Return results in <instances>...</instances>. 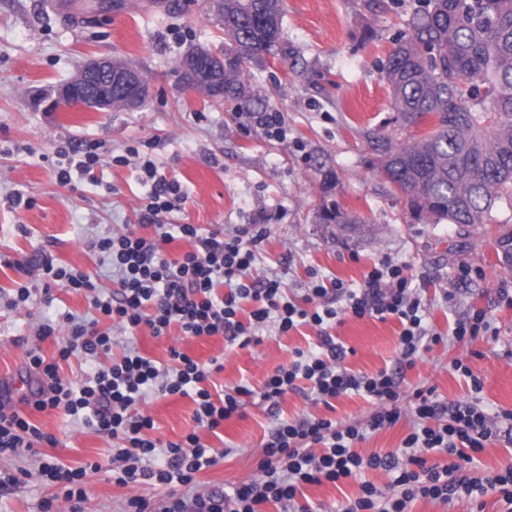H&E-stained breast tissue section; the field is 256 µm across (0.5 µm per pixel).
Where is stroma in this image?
Returning a JSON list of instances; mask_svg holds the SVG:
<instances>
[{
	"instance_id": "stroma-1",
	"label": "stroma",
	"mask_w": 512,
	"mask_h": 512,
	"mask_svg": "<svg viewBox=\"0 0 512 512\" xmlns=\"http://www.w3.org/2000/svg\"><path fill=\"white\" fill-rule=\"evenodd\" d=\"M284 0L283 53L249 65L246 79L266 100L265 107H216L184 90L177 66L193 46L220 47L224 30L209 0H82L81 16L57 15L48 0H0V400L20 406L32 378L27 353L39 348L46 358L57 354V340L39 339L45 320L65 312L92 317L84 295L52 288L27 276V267L49 256L110 281L88 248L100 234L123 231L137 223L149 192L134 166L111 159L131 147L150 157L161 174L178 180L187 196L181 209L164 217L168 224H196L206 231L235 233L259 225L266 238L256 251L254 276H278L285 292L301 300L312 276L340 279L359 288L374 266L388 261L404 266L423 303V318L440 343L422 350L414 365L398 362L402 326L397 319L343 317L331 333L346 350L343 364L360 374L387 369L401 386V419L367 433L356 442L364 456L400 448L414 430L409 407L416 390L450 406L467 403L487 412L493 435L468 474L484 477L512 465V270L500 267L496 237L500 224L512 225V206L501 204L495 223L462 229L448 222L415 217L403 194L373 165L374 153L364 137L375 129L393 139H407L391 105L383 66L391 41L403 29L416 0ZM372 40H364L365 30ZM122 58L147 78L151 94L138 111L100 112L87 107L49 112L44 97L70 81L88 58ZM280 113L285 138L258 123L263 112ZM97 145L103 160L97 182L74 176L57 184L56 151H80ZM336 180L323 183L322 167ZM33 199L15 208L16 194ZM364 216L363 224H320L316 214L326 201ZM32 296L26 306L13 302L18 285ZM484 313L490 328L473 340L455 341L452 328ZM316 327L302 325L287 335L265 330L260 343L247 347L222 336H185L178 328L152 336L136 335L141 354L168 363L170 347L205 362L219 357L223 371L213 374L217 390L248 387L239 414L218 432L196 430L194 404L181 396L150 397L143 406L152 417L153 437L177 441L198 432L207 445L224 450L223 458L196 474L199 491L227 494L256 479L262 448L278 422L305 416L362 426L375 410L357 394L331 405L308 391L288 392L277 413H270L259 393L276 368L291 363L295 351L319 345ZM480 387H473V380ZM24 413L56 438L41 452L77 468L105 463L113 443L83 421L60 410ZM21 473L18 485L0 491V512H41L54 488L35 475L30 457L0 459V469ZM382 470H365L340 484L303 486L312 512H338L358 498L363 483L389 490ZM85 512H124L133 496L162 504L183 486L145 481L128 486L109 472L88 473Z\"/></svg>"
}]
</instances>
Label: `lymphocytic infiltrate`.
Returning <instances> with one entry per match:
<instances>
[{
	"label": "lymphocytic infiltrate",
	"mask_w": 512,
	"mask_h": 512,
	"mask_svg": "<svg viewBox=\"0 0 512 512\" xmlns=\"http://www.w3.org/2000/svg\"><path fill=\"white\" fill-rule=\"evenodd\" d=\"M112 162L135 165L140 181L150 185L139 223L154 226L157 234L148 239L127 229L90 241V250L112 267L114 277L108 287L98 284L89 272L45 259L38 270L45 285L90 294L99 317L84 321L67 312L61 321L42 323L38 336L58 338L57 356L46 359L34 348L27 358L37 382L32 402L35 410L87 412L94 431L119 440L120 446L113 449L107 466L116 484L176 482L190 490L189 495L170 498L159 509L145 498L131 497L125 512H258L259 505L268 502L281 512H308L307 506L297 501L303 485L337 483L368 469L392 474L400 494L390 496L366 483L361 496L342 512H406L408 503L419 496L455 501L468 512H482L480 498L491 491L512 505L511 466L482 479L463 472L464 464L484 449L492 435L487 414L474 407L447 408L433 400L431 393L416 392L413 413L418 426L405 438L402 448L367 457L353 448L366 432L399 421L400 387L387 371L361 375L343 366L345 352L330 334V327L346 312L358 318H397L402 326L399 359L409 366L415 363L422 339L434 344L441 340L440 335H427L419 314L421 300L414 295L402 266L383 263L368 274L364 288L358 290L339 280L327 282L316 277L302 303L288 301L280 279L253 276L255 251L265 239L262 230L243 227L227 235L203 232L195 224L164 223V215L179 209L187 199L180 182L166 179L135 147L113 157ZM177 239L193 242L194 248L179 259H167L165 247ZM332 294L343 299L344 309L330 306L327 298ZM248 300L255 307L247 312L242 304ZM268 323L281 336L304 324L318 327L321 344L316 353L296 351L291 364L277 368L267 378L260 393L265 403L279 406L303 379L322 402L353 393L372 400L377 410L362 429L322 417L280 422L263 445L258 480L243 484L230 497L215 491H194L196 474L215 464L217 450L204 444L198 432L167 443L151 438L154 421L140 405L152 394L190 398L199 429L214 432L238 413L243 389L213 397L207 383L213 373L222 370V363L214 358L199 362L175 347L169 351L175 373L166 379L161 378L155 360L132 346L111 363L103 365L99 359L110 356L113 333L118 329L129 336L144 325L158 337L175 326L185 336H226L247 346L253 340V328ZM74 356L98 361L89 382L78 385L61 375L62 363ZM56 443L55 437L42 432L20 409L0 404V456ZM160 447L165 450L164 462L149 468L148 460ZM436 450L446 451L451 462L425 467L424 454ZM99 469L96 463L87 469H72L53 460L43 462L40 476L57 485L58 491L43 501L42 512H84L83 480L88 472Z\"/></svg>",
	"instance_id": "obj_1"
}]
</instances>
